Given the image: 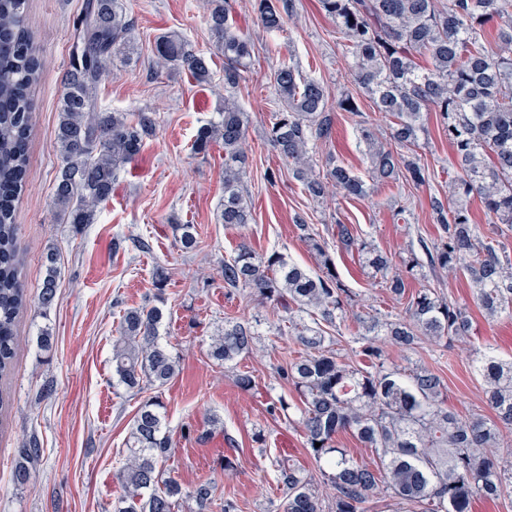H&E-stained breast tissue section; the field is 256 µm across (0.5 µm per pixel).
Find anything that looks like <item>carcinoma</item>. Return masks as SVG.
<instances>
[{
    "label": "carcinoma",
    "instance_id": "1",
    "mask_svg": "<svg viewBox=\"0 0 512 512\" xmlns=\"http://www.w3.org/2000/svg\"><path fill=\"white\" fill-rule=\"evenodd\" d=\"M202 2L224 56V87L234 89L247 71L251 43L230 18L226 0ZM319 2L355 59L362 93L393 118L391 138L407 150L391 151L372 127L360 126L372 176L382 182L401 175L416 184L426 181L417 148L427 108L439 113L448 134L456 174L448 182L447 200L432 203L439 236L423 247L429 268L463 273L488 316L511 311L512 255L503 242L480 232L471 200L480 199L491 223L512 229V0ZM25 3L0 0V380L12 370L19 343L16 326L28 306L16 204L25 189L33 123L30 91L44 66L25 24ZM255 9L264 29L279 32L294 11V0H256ZM492 21L497 23L493 33L488 29ZM133 31L122 0H90L72 43L75 54L55 129L62 164L53 204L59 219L76 228L94 223L99 205L112 196L118 169L139 154L155 129V120L145 112L131 120L97 108L106 63L129 51ZM156 52L160 63L184 66L198 82L210 79L206 60L179 36L159 37ZM419 56L427 65L416 62ZM274 80L285 109L275 113L269 135L295 178L315 198L325 194L326 179L346 197L364 195L365 181L340 163L327 169L324 180L314 174L311 146L328 141L333 130L323 86L290 64L282 65ZM248 124V114L227 96L219 120L202 127L195 141L196 151L203 154L216 143L224 146L221 220L226 225L253 220L245 186ZM297 228L322 273L313 274L277 251L259 253L245 244L221 268L227 294L251 288L287 310L291 332L302 347L276 373L298 395L304 446L317 471L279 469L283 512H365L364 504L383 489L420 512H471L477 497L500 498L512 486V455L499 453L501 428L512 427V362L489 351L478 357L477 371L487 384L495 419L449 411L441 378L426 366L390 362L386 347L411 349L423 340L463 342L470 328L466 312L429 288L409 292L408 279L422 266L415 252L399 268L362 238L355 225L338 223L336 246L356 252L363 268L381 275L394 300L406 301L402 316L362 317L354 313L353 292L336 272L325 241L310 224L301 222ZM175 230L181 251L197 249L194 225L177 224ZM57 257L55 249H48L37 295L44 313L57 300ZM350 316L362 328V345L343 350L340 337L326 335V329ZM163 317L159 306L124 311L112 344V376L125 390L160 389L178 372V357L159 341ZM256 344L250 326L226 320L224 333L208 344L207 357L234 372L240 389L251 391L255 378L238 364ZM160 409L150 397L132 419L118 472L126 506L116 512H174L185 498L195 502L196 512H235L233 500L218 501L213 482L188 490L167 473L172 443ZM344 431L371 450L375 465L359 463L335 446ZM41 453L35 442L17 450L15 485L23 487L32 479ZM320 483L334 490V501L326 502Z\"/></svg>",
    "mask_w": 512,
    "mask_h": 512
}]
</instances>
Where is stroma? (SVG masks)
I'll list each match as a JSON object with an SVG mask.
<instances>
[{
    "label": "stroma",
    "mask_w": 512,
    "mask_h": 512,
    "mask_svg": "<svg viewBox=\"0 0 512 512\" xmlns=\"http://www.w3.org/2000/svg\"><path fill=\"white\" fill-rule=\"evenodd\" d=\"M87 2L26 3V24L44 68L33 89L36 123L17 222L29 295L37 296L45 255L53 247L59 254L58 299L49 315L32 306L22 314L15 368L0 381L11 403L0 428V512H112L122 494L118 461L143 401L112 383V338L124 308L144 304L158 291L165 298L159 335L180 357L178 374L158 393L173 443L168 471L187 487L212 480L217 495L234 500L238 512H280L278 464L316 468L304 447L297 396L276 373L278 365L297 355L299 346L290 334L277 330L283 310L250 289L227 295L221 266L245 243L259 253L279 251L319 273L316 255L296 228L302 220L315 225L330 246L341 279L356 295L358 312L403 314L404 304L361 268L357 255L337 248L336 225H356L364 238L397 262L417 249L419 240L434 241L438 230L431 202L447 198L453 163L448 135L439 116L425 112L418 150L425 183L376 182L367 177L368 160L356 128L369 123L385 141L390 117L367 99L360 112H335L332 138L314 146L311 164L322 174L330 162L344 163L367 178L368 192L348 198L333 189L326 198L312 199L268 137L271 118L283 107L274 73L282 64H293L323 85L333 105L357 90L353 58L319 0H295L294 14L281 33L261 27L254 0H230L233 20L254 47L250 67L233 91L251 119L246 185L254 220L243 227L221 224L224 150L216 145L198 154L193 148L200 128L217 120L224 108V58L216 51V38L199 0H125L136 47L129 59L108 63L98 87V108L149 113L155 131L140 153L120 167L112 195L99 206L95 222L75 230L58 219L53 205L61 164L54 129L70 46ZM171 32L208 60L209 81L197 82L181 67L158 66L155 40ZM178 224L195 225V252L184 254L176 247ZM160 269L169 276L161 291L155 285ZM409 285L414 291L436 289L464 307L472 330L463 342L390 348L391 359L434 370L446 387L450 411L491 417L476 353L489 347L500 360L512 361V314L488 318L461 274L425 267L415 271ZM228 317L252 326L260 336L256 352L242 361L257 383L251 392L238 388L233 373L206 356L210 337L223 329ZM45 328L51 333L47 350L38 343ZM278 396L285 397L290 409L273 417L266 406ZM214 416L219 425H211ZM258 432L263 435L259 442L254 439ZM31 439L37 440L42 456L30 484L18 487L11 481L15 450ZM228 456L236 459L230 473L224 469Z\"/></svg>",
    "instance_id": "1"
}]
</instances>
